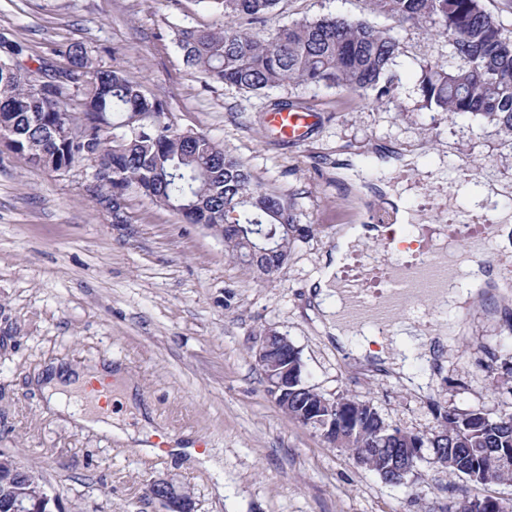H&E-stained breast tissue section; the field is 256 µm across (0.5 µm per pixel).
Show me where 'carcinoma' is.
<instances>
[{"instance_id": "obj_1", "label": "carcinoma", "mask_w": 512, "mask_h": 512, "mask_svg": "<svg viewBox=\"0 0 512 512\" xmlns=\"http://www.w3.org/2000/svg\"><path fill=\"white\" fill-rule=\"evenodd\" d=\"M224 17L214 29H187L178 46L188 67L212 82L261 93L283 85L336 88L380 103L400 94L395 70L397 29L428 24L448 43V64L422 68L418 91L424 107L450 117H481L512 137V40L482 0H367L370 12L392 22L328 16L295 22L261 37L232 22L261 23L281 0H202ZM9 56L0 58V140L25 162L50 172L94 160L105 200L131 190L169 207L189 224L224 225L227 257L260 278H274L296 242L306 236L294 204L258 181L247 166L205 134L182 131L168 119L165 103L121 72L96 66L77 46L61 55L67 66L33 67L15 61L16 50L1 35ZM77 85L78 111L66 90ZM275 233L279 251L256 261L244 256L251 230ZM288 348L291 419L320 433L361 466L387 474L393 448H425L428 463L448 462L452 480L487 485L512 480V411L497 413L456 406L435 410L446 423L439 433H420L386 421L374 403L348 393L327 397L293 375ZM327 403L321 424L311 410ZM0 512L14 492H38L31 470L12 474L0 457ZM457 512H512L498 499L472 495Z\"/></svg>"}]
</instances>
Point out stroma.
I'll return each instance as SVG.
<instances>
[{
	"instance_id": "1",
	"label": "stroma",
	"mask_w": 512,
	"mask_h": 512,
	"mask_svg": "<svg viewBox=\"0 0 512 512\" xmlns=\"http://www.w3.org/2000/svg\"><path fill=\"white\" fill-rule=\"evenodd\" d=\"M337 15L387 23L365 0H281L255 30ZM222 22L202 0H0V32L19 61L58 66L60 49L81 47L160 98L178 128L208 135L292 198L309 227L277 278L260 280L227 258L221 238L139 193H127L128 221L115 223L97 199L95 163L53 173L0 146V452L38 473L62 512H167L148 493L157 479L188 491L193 512H456L469 484H449L426 463L409 486L385 483L289 419L256 352L263 331L276 330L300 350L309 385L371 398L387 421L414 431L436 429L439 405L504 409L495 380L512 359V294L484 289L458 313L409 302L404 318L438 316L450 329L431 368L409 358L415 375L429 377L413 388L338 348L309 314V285L337 236L363 223L366 208L386 209L389 191L419 230L440 226L460 245L481 234L483 219L467 216L448 165L463 163L474 187L499 185V207L512 210V140L486 120L423 108L422 66L448 61L431 29L399 31L401 94L382 104L326 87L255 95L193 74L179 31ZM273 100L318 114L303 143L267 129ZM406 151L417 152L416 165L386 166ZM104 361L137 390L130 405L113 387V417L135 429L150 409L172 448L78 429L32 382L55 362ZM200 444L220 472L187 462L183 449Z\"/></svg>"
}]
</instances>
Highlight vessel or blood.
Listing matches in <instances>:
<instances>
[{
	"instance_id": "vessel-or-blood-1",
	"label": "vessel or blood",
	"mask_w": 512,
	"mask_h": 512,
	"mask_svg": "<svg viewBox=\"0 0 512 512\" xmlns=\"http://www.w3.org/2000/svg\"><path fill=\"white\" fill-rule=\"evenodd\" d=\"M316 116L309 111L271 112L267 115L269 128L289 143L304 142ZM384 291L379 300L366 297L357 284L347 292L352 313L360 320L386 327L397 320L403 302L424 298L450 287L456 277L453 258L433 250L414 263L400 261L393 252H386Z\"/></svg>"
}]
</instances>
